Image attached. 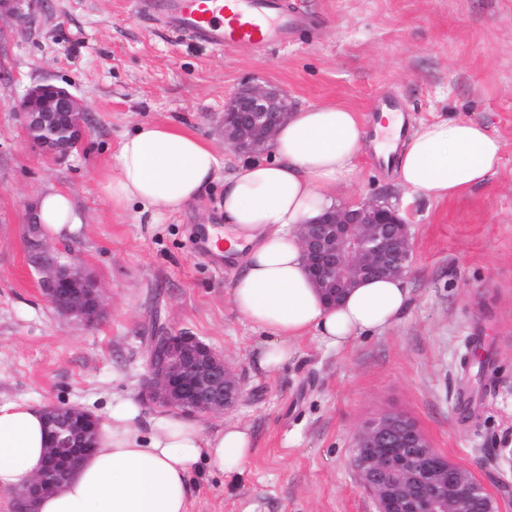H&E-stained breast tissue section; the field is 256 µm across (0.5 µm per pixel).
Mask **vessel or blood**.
Returning <instances> with one entry per match:
<instances>
[{"label":"vessel or blood","mask_w":512,"mask_h":512,"mask_svg":"<svg viewBox=\"0 0 512 512\" xmlns=\"http://www.w3.org/2000/svg\"><path fill=\"white\" fill-rule=\"evenodd\" d=\"M136 6L157 15L172 33L217 51L288 44L303 22L282 0H136Z\"/></svg>","instance_id":"vessel-or-blood-1"}]
</instances>
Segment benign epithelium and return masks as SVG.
I'll return each instance as SVG.
<instances>
[{
	"mask_svg": "<svg viewBox=\"0 0 512 512\" xmlns=\"http://www.w3.org/2000/svg\"><path fill=\"white\" fill-rule=\"evenodd\" d=\"M37 0H0V16L26 26ZM29 140L46 155L63 158L83 139V102L50 83L31 86L15 106ZM293 115L288 97L267 85H247L224 102V144L241 153L270 150L279 126ZM302 257L315 288L336 302L373 277H404L410 269L411 238L398 207L383 197L325 211L298 231ZM43 291L60 313L83 325L104 314L98 281L80 265H61L48 247L32 240ZM161 358H148L142 396L155 406L186 416L221 414L240 402L236 369L194 334L170 332ZM97 418L78 407L47 408L49 444L32 481L13 496V512H34L36 501L54 491L96 448ZM354 464L367 489L377 486L378 512H467L474 497L492 499L485 487L464 479L458 467L432 448L406 415L388 412L362 429Z\"/></svg>",
	"mask_w": 512,
	"mask_h": 512,
	"instance_id": "benign-epithelium-1",
	"label": "benign epithelium"
}]
</instances>
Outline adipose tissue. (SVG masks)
Listing matches in <instances>:
<instances>
[{"label": "adipose tissue", "instance_id": "obj_1", "mask_svg": "<svg viewBox=\"0 0 512 512\" xmlns=\"http://www.w3.org/2000/svg\"><path fill=\"white\" fill-rule=\"evenodd\" d=\"M384 119L377 154L395 156L400 183L426 197L455 198L486 181L500 161L499 141L474 121L424 123L404 138L400 114L388 112ZM363 143L355 112L336 104L310 107L278 130L271 154L239 159L222 179L206 140L172 124L147 123L123 138L102 189L113 207L139 206L160 218L223 180L224 221L231 226L224 256L241 263L231 302L244 321L266 334L259 365L273 372L287 363L290 342L306 333L340 348L398 323L408 309L409 291L400 278L364 281L338 306H328L302 260L299 226L338 206ZM36 220L52 240L67 238L82 224L70 196L56 190L43 194ZM139 416L134 400L113 403L96 450L36 502L37 512H188L199 463L231 474L252 454L246 426L209 431L163 414L146 435L135 427ZM45 449L43 407L0 405V488L29 484Z\"/></svg>", "mask_w": 512, "mask_h": 512}]
</instances>
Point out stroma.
<instances>
[{
  "label": "stroma",
  "mask_w": 512,
  "mask_h": 512,
  "mask_svg": "<svg viewBox=\"0 0 512 512\" xmlns=\"http://www.w3.org/2000/svg\"><path fill=\"white\" fill-rule=\"evenodd\" d=\"M291 2L309 27L265 51L174 36L135 0H39L26 29L0 20V404L75 406L103 420L132 397L150 432L159 409L140 396L151 338L186 330L223 353L244 388L233 410L200 423L244 424L253 441L242 472L194 474L189 512H377L353 456L363 426L387 410L410 417L512 512V0ZM256 81L297 111L346 106L369 133L375 102L394 99L411 126L470 119L501 145L486 182L443 201L408 192L366 146L345 199L383 195L399 207L413 246L409 311L340 349L307 333L273 373L256 362L263 333L232 306L237 265L199 246L204 225L224 224L222 179L238 160L224 144V102ZM41 82L84 103L87 135L61 159L30 142L13 110ZM155 122L211 142L222 175L157 221L112 208L100 189L125 134ZM51 187L83 217L49 247L101 285L106 314L93 327L59 315L41 290L29 228ZM475 336L489 369L466 421L456 396Z\"/></svg>",
  "instance_id": "obj_1"
}]
</instances>
